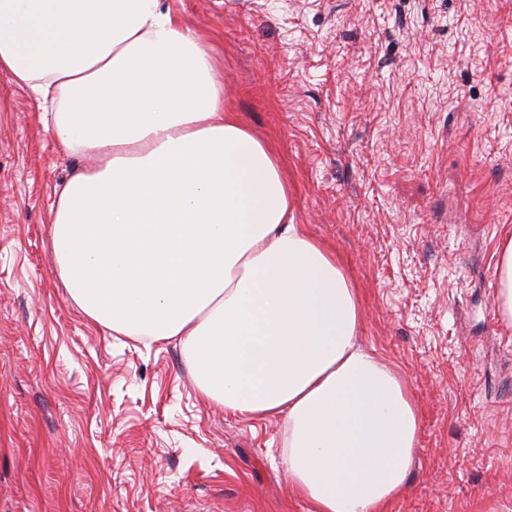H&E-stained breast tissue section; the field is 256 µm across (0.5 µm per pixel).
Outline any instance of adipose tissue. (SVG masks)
Returning <instances> with one entry per match:
<instances>
[{
	"instance_id": "adipose-tissue-1",
	"label": "adipose tissue",
	"mask_w": 512,
	"mask_h": 512,
	"mask_svg": "<svg viewBox=\"0 0 512 512\" xmlns=\"http://www.w3.org/2000/svg\"><path fill=\"white\" fill-rule=\"evenodd\" d=\"M214 69L164 0H0V76L34 92L66 152L98 160L51 208L69 295L114 332L179 338L206 400L285 415L289 491L311 512H386L416 410L358 346L355 289L295 224Z\"/></svg>"
}]
</instances>
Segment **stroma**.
<instances>
[{
  "label": "stroma",
  "instance_id": "obj_1",
  "mask_svg": "<svg viewBox=\"0 0 512 512\" xmlns=\"http://www.w3.org/2000/svg\"><path fill=\"white\" fill-rule=\"evenodd\" d=\"M343 260L361 345L418 407L388 512H512V0H167ZM89 161L0 76V512H310L284 416L203 399L177 340L90 320L50 207ZM497 311L503 321L512 323V239L501 247L498 266Z\"/></svg>",
  "mask_w": 512,
  "mask_h": 512
}]
</instances>
